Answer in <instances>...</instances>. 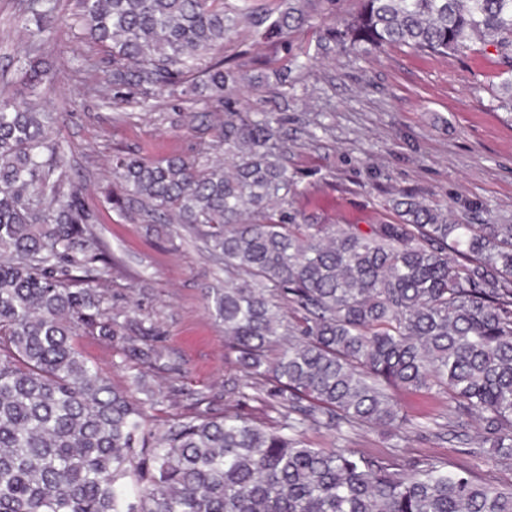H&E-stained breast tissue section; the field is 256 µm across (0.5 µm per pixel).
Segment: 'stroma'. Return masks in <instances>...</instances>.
<instances>
[{"label": "stroma", "mask_w": 512, "mask_h": 512, "mask_svg": "<svg viewBox=\"0 0 512 512\" xmlns=\"http://www.w3.org/2000/svg\"><path fill=\"white\" fill-rule=\"evenodd\" d=\"M303 13L287 39L262 36L240 23L224 39V62L241 78L232 95L237 112L271 109L275 75H289L281 113L284 162L295 185L282 208L300 224H395V203L416 195L452 224H512V112L498 108L500 52L472 39L467 50L430 55L398 45L357 46L334 34L362 0H253L257 12ZM30 0H0V92L19 89L24 57L51 66L35 102L55 120L50 138L60 170L91 214L87 238L110 257L112 301L139 302L144 324H156L161 370L139 369L119 345L80 335L83 358L120 387L143 372L157 392L148 425L162 431L179 416L224 410V328L211 315L208 289L223 285L224 267L202 235L156 222L140 208L118 209L112 157L133 151L148 159L181 156L200 164L223 158L217 129H205L211 102L177 94L114 96L112 64L84 38L78 0H50L47 38L30 42L22 24ZM393 398L412 427L394 444L378 430L337 434L310 430L315 448H354L399 458H428L467 468L498 486L512 485V460L493 458L476 416H456L445 394L396 388Z\"/></svg>", "instance_id": "obj_1"}]
</instances>
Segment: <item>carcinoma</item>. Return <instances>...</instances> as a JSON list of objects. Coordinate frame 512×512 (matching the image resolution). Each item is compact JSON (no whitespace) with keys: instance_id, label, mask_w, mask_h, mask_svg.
<instances>
[{"instance_id":"obj_1","label":"carcinoma","mask_w":512,"mask_h":512,"mask_svg":"<svg viewBox=\"0 0 512 512\" xmlns=\"http://www.w3.org/2000/svg\"><path fill=\"white\" fill-rule=\"evenodd\" d=\"M89 43L112 57V88L185 94L223 105L238 76L220 60L201 85L187 63L224 46L236 16L280 34L248 0H80ZM28 38L46 37L31 8ZM352 44L401 43L445 55L474 37L506 58L512 111V0H364ZM48 78L23 66V91ZM271 112H226L224 161L117 153L122 209L204 228L231 281L208 293L239 373L224 379L236 408L148 428L140 374L111 386L73 344L101 336L155 365V326L110 303L111 264L84 239L89 215L58 169L52 116L0 98V512H512L503 489L468 470L353 448L324 450L310 429L370 425L396 436L405 419L389 390L437 389L484 422L485 442L512 458V224H449L414 196L401 224L272 220L293 180ZM279 413L266 430L238 411L246 389Z\"/></svg>"}]
</instances>
